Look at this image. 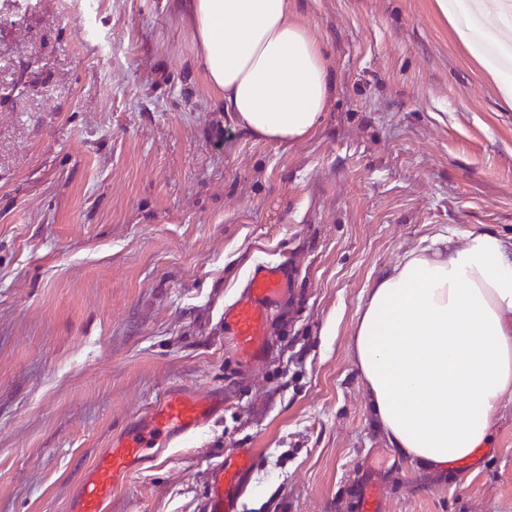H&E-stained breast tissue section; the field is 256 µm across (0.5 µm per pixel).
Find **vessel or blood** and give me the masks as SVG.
I'll use <instances>...</instances> for the list:
<instances>
[{"mask_svg":"<svg viewBox=\"0 0 512 512\" xmlns=\"http://www.w3.org/2000/svg\"><path fill=\"white\" fill-rule=\"evenodd\" d=\"M288 282L286 266L258 265L241 293L225 305L226 339L240 361H252L268 348L271 315ZM223 412V390L162 391L147 417L131 420L96 454L68 501V512H107L113 493L125 487L149 460L159 458L166 448L194 435ZM255 459L254 449L243 448L215 466L205 512H238ZM379 500L378 486L366 483L356 497L355 512H379Z\"/></svg>","mask_w":512,"mask_h":512,"instance_id":"vessel-or-blood-1","label":"vessel or blood"}]
</instances>
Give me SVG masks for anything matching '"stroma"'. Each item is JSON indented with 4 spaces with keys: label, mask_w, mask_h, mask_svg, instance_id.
<instances>
[{
    "label": "stroma",
    "mask_w": 512,
    "mask_h": 512,
    "mask_svg": "<svg viewBox=\"0 0 512 512\" xmlns=\"http://www.w3.org/2000/svg\"><path fill=\"white\" fill-rule=\"evenodd\" d=\"M0 512H65L164 389L224 413L112 496L203 512L256 451L239 512H512V395L490 447L429 470L374 425L351 349L373 280L448 233L512 237V104L435 0H291L333 76L316 133L249 134L198 64L181 0H0ZM292 279L263 358L223 313L259 264ZM255 459V449L242 448L215 466L204 512H238L239 502L246 488V476ZM379 488L376 484L368 482L363 485L356 497L354 508L356 512H378Z\"/></svg>",
    "instance_id": "1"
}]
</instances>
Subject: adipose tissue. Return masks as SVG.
Segmentation results:
<instances>
[{
	"mask_svg": "<svg viewBox=\"0 0 512 512\" xmlns=\"http://www.w3.org/2000/svg\"><path fill=\"white\" fill-rule=\"evenodd\" d=\"M197 60L254 136L310 137L332 82L322 50L289 21L288 0H186ZM457 42L512 102V0H436ZM377 427L420 465L489 447L512 394V238L491 230L436 238L371 284L351 337Z\"/></svg>",
	"mask_w": 512,
	"mask_h": 512,
	"instance_id": "obj_1",
	"label": "adipose tissue"
}]
</instances>
